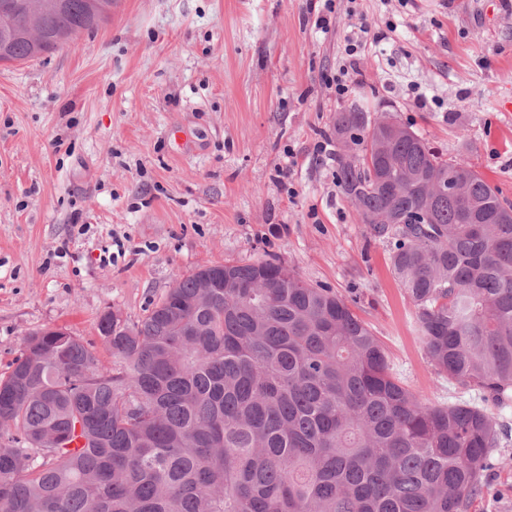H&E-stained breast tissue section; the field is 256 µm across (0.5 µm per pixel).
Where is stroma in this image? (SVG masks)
Segmentation results:
<instances>
[{
  "mask_svg": "<svg viewBox=\"0 0 512 512\" xmlns=\"http://www.w3.org/2000/svg\"><path fill=\"white\" fill-rule=\"evenodd\" d=\"M356 31L339 97L325 78ZM354 104L512 200V0H119L65 49L0 64V376L32 332L95 344L106 310L134 320L199 267L275 259L345 298L414 392L477 401L430 364L388 246L317 150ZM485 486L469 512H512V436Z\"/></svg>",
  "mask_w": 512,
  "mask_h": 512,
  "instance_id": "stroma-1",
  "label": "stroma"
}]
</instances>
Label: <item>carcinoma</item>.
<instances>
[{
  "label": "carcinoma",
  "mask_w": 512,
  "mask_h": 512,
  "mask_svg": "<svg viewBox=\"0 0 512 512\" xmlns=\"http://www.w3.org/2000/svg\"><path fill=\"white\" fill-rule=\"evenodd\" d=\"M0 63L112 0H0ZM37 17L52 41L24 37ZM336 182L390 247L425 354L459 391H512V206L390 116L336 113ZM28 335L0 378V512H468L504 425L434 403L345 299L277 260L212 264L136 320Z\"/></svg>",
  "instance_id": "carcinoma-1"
}]
</instances>
